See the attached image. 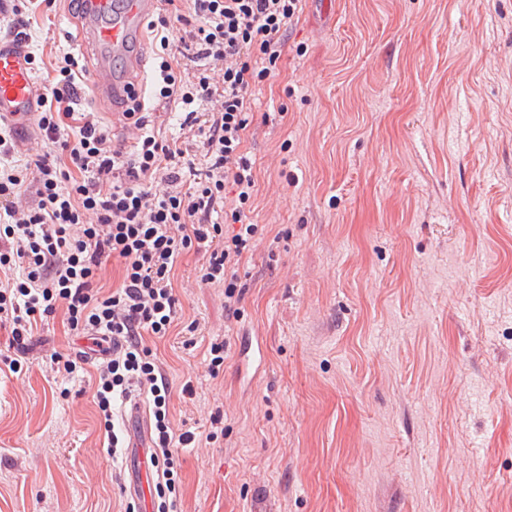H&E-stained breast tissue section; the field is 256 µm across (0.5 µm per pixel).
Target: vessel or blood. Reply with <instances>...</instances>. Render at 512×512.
Listing matches in <instances>:
<instances>
[{
	"instance_id": "1",
	"label": "vessel or blood",
	"mask_w": 512,
	"mask_h": 512,
	"mask_svg": "<svg viewBox=\"0 0 512 512\" xmlns=\"http://www.w3.org/2000/svg\"><path fill=\"white\" fill-rule=\"evenodd\" d=\"M159 0H80L70 11L85 49L91 88L99 110L123 119L128 90L142 91L148 82L147 57L142 50L149 22ZM27 42L0 39V120L28 124L41 94Z\"/></svg>"
}]
</instances>
